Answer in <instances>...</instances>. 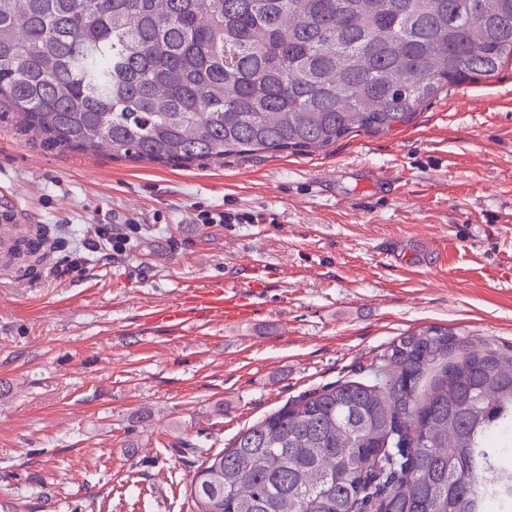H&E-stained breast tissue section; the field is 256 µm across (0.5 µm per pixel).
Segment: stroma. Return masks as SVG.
<instances>
[{
	"instance_id": "stroma-1",
	"label": "stroma",
	"mask_w": 512,
	"mask_h": 512,
	"mask_svg": "<svg viewBox=\"0 0 512 512\" xmlns=\"http://www.w3.org/2000/svg\"><path fill=\"white\" fill-rule=\"evenodd\" d=\"M7 227L46 243L0 251V512H192L171 442L231 447L422 326L512 353V59L391 130L187 168L46 151L0 112ZM257 266L248 319L143 317Z\"/></svg>"
}]
</instances>
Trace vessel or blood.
<instances>
[{
	"mask_svg": "<svg viewBox=\"0 0 512 512\" xmlns=\"http://www.w3.org/2000/svg\"><path fill=\"white\" fill-rule=\"evenodd\" d=\"M256 286L253 280L231 285L202 279L185 290L179 302L151 308L147 320L171 328L243 320L252 313L250 294Z\"/></svg>",
	"mask_w": 512,
	"mask_h": 512,
	"instance_id": "1",
	"label": "vessel or blood"
}]
</instances>
